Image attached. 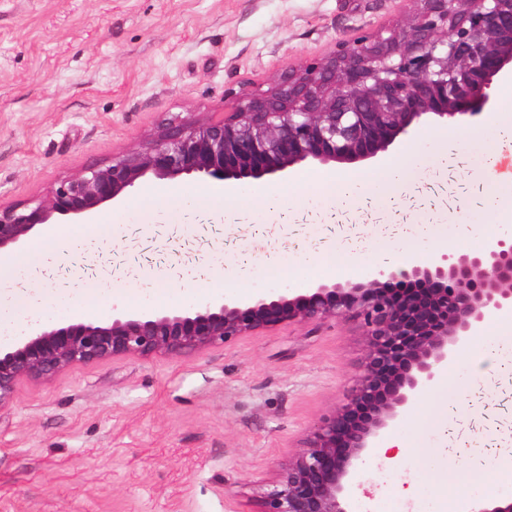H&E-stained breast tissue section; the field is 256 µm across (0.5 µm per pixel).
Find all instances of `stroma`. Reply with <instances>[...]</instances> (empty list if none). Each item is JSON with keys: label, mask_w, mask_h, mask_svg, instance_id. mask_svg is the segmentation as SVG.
<instances>
[{"label": "stroma", "mask_w": 512, "mask_h": 512, "mask_svg": "<svg viewBox=\"0 0 512 512\" xmlns=\"http://www.w3.org/2000/svg\"><path fill=\"white\" fill-rule=\"evenodd\" d=\"M413 0H0V204L43 195L67 174L132 147L176 115L206 116L272 88L289 70L329 54L342 37L374 34L413 11ZM512 156L507 138L478 115L425 124L370 163L355 207L292 175L235 182L232 209L199 207L173 218L157 198L147 222L134 188L110 232L74 246L38 284L47 312L29 324L76 323L88 288L130 302L139 279L165 288L168 307L211 300L210 269L248 267L228 296L299 294L314 284L303 257L332 256L333 282L358 281L389 250L423 247L436 259L481 252L489 227L472 183L487 157ZM401 190L380 198L392 168ZM283 205L268 211L264 188ZM366 341L359 321L279 326L185 357L77 364L50 381L25 379L0 407V512H258L281 463L347 403ZM471 342L447 375L423 388L374 439L350 488L353 505L383 501L404 512L512 497V379L475 377ZM494 456L484 484L465 479L438 494L448 467Z\"/></svg>", "instance_id": "stroma-1"}]
</instances>
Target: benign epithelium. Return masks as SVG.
<instances>
[{
    "instance_id": "7a95c632",
    "label": "benign epithelium",
    "mask_w": 512,
    "mask_h": 512,
    "mask_svg": "<svg viewBox=\"0 0 512 512\" xmlns=\"http://www.w3.org/2000/svg\"><path fill=\"white\" fill-rule=\"evenodd\" d=\"M385 33L340 39L274 88L205 120L175 118L108 162L70 174L44 196L0 206V251L34 229L82 224L144 178L238 181L303 163L365 161L426 122L473 117L493 105L512 72V0H417ZM393 281L411 284L395 291ZM512 308V237L482 253L383 267L366 282L320 283L307 294L260 295L242 306L217 298L191 311L128 313L108 321L42 326L0 348V406L24 379L115 357L186 356L279 325L354 317L366 360L348 404L325 416L281 464L262 512H351L348 489L379 432L448 364L485 318Z\"/></svg>"
}]
</instances>
